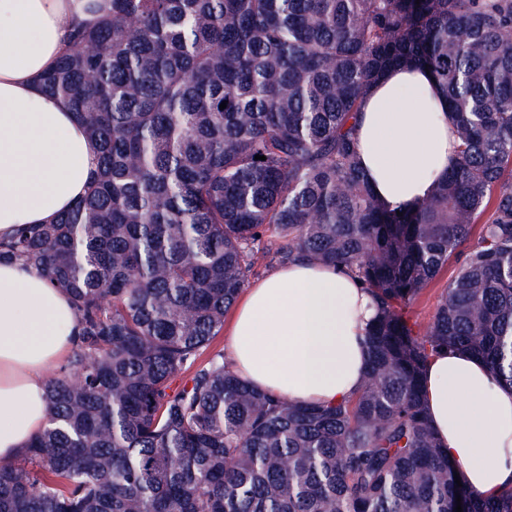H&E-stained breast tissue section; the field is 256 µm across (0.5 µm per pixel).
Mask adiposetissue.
Here are the masks:
<instances>
[{
	"instance_id": "1",
	"label": "adipose tissue",
	"mask_w": 512,
	"mask_h": 512,
	"mask_svg": "<svg viewBox=\"0 0 512 512\" xmlns=\"http://www.w3.org/2000/svg\"><path fill=\"white\" fill-rule=\"evenodd\" d=\"M109 0H0V239L48 224L80 199L98 149L39 77L94 24ZM361 166L386 207H417L456 154L444 94L426 69L394 67L370 88L355 122ZM376 314L368 289L342 265L288 263L245 289L230 327V368L294 403L330 406L357 395ZM77 342L66 293L18 259L0 261V463L22 454L48 418L47 371ZM430 425L467 486H512V387L468 352L425 366Z\"/></svg>"
}]
</instances>
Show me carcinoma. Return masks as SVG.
<instances>
[{
  "label": "carcinoma",
  "instance_id": "1",
  "mask_svg": "<svg viewBox=\"0 0 512 512\" xmlns=\"http://www.w3.org/2000/svg\"><path fill=\"white\" fill-rule=\"evenodd\" d=\"M412 64L446 92L458 147L400 216L353 121ZM40 88L100 165L72 209L0 241L69 294L78 328L31 468L0 463V512H456L458 496L512 512V487L457 486L422 400L444 350L512 385V0H112ZM270 237L282 263L343 264L378 301L348 401L291 403L221 355L195 365ZM464 244L416 331L402 306Z\"/></svg>",
  "mask_w": 512,
  "mask_h": 512
}]
</instances>
